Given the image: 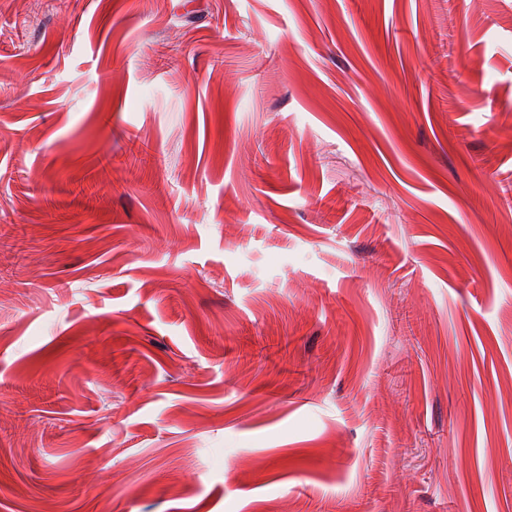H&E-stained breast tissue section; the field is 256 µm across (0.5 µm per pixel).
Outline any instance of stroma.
Returning a JSON list of instances; mask_svg holds the SVG:
<instances>
[{"label": "stroma", "mask_w": 512, "mask_h": 512, "mask_svg": "<svg viewBox=\"0 0 512 512\" xmlns=\"http://www.w3.org/2000/svg\"><path fill=\"white\" fill-rule=\"evenodd\" d=\"M0 512H512V0H0Z\"/></svg>", "instance_id": "stroma-1"}]
</instances>
